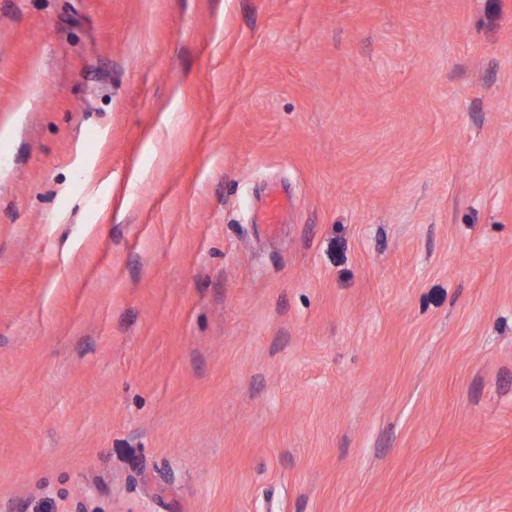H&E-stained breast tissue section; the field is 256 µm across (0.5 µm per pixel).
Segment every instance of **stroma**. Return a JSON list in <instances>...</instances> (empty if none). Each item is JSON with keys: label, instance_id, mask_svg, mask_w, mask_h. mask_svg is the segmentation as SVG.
Instances as JSON below:
<instances>
[{"label": "stroma", "instance_id": "1", "mask_svg": "<svg viewBox=\"0 0 512 512\" xmlns=\"http://www.w3.org/2000/svg\"><path fill=\"white\" fill-rule=\"evenodd\" d=\"M0 512H512V0H0ZM287 205V198L281 193L269 195L259 212V221L263 224H280L281 215Z\"/></svg>", "mask_w": 512, "mask_h": 512}]
</instances>
